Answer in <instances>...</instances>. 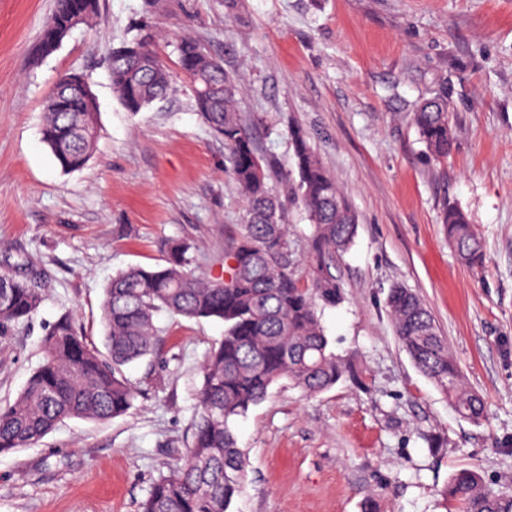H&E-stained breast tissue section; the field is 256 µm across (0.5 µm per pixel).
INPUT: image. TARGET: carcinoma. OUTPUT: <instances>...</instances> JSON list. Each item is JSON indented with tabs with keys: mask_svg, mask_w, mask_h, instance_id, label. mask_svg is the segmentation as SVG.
I'll list each match as a JSON object with an SVG mask.
<instances>
[{
	"mask_svg": "<svg viewBox=\"0 0 512 512\" xmlns=\"http://www.w3.org/2000/svg\"><path fill=\"white\" fill-rule=\"evenodd\" d=\"M77 3L84 24L96 17L98 0H56L42 31V52L54 51L67 36ZM178 52L197 110L211 132L224 139L226 162L246 203L243 231L224 249L228 277L198 276L188 256L192 245L167 241L164 264L133 266L105 288V355L80 333L72 314H59L42 339V362L14 401L0 404V454L31 444L65 419L105 422L126 415L137 391L122 367L155 352L157 312L218 321L224 324V336L202 366L186 458L159 476L140 512H230L249 467L237 447L234 421L282 381L316 395L348 372L329 349L319 312L343 300V287L331 267L336 255L351 246L358 217L307 134L300 128L289 130L297 171L292 194L314 227L308 278L302 279L294 269L284 204L273 192L267 166L238 109L236 78L187 36L179 40ZM110 71L116 94L132 113L164 97L171 86L170 72L153 51L147 32L112 51ZM88 91L82 74L65 73L46 103L42 141L65 173L83 168L96 146L97 113ZM412 122L430 155L448 158L454 139L447 97L422 100ZM443 224L448 246L460 260L469 267L482 266L483 245L465 213L450 205ZM43 301L30 278L1 272L0 334L32 319ZM386 306L399 344L419 371L448 396L460 417L481 420L482 400L465 386L447 338L422 299L395 285ZM443 496L451 512H512V495L488 488L475 470L455 472Z\"/></svg>",
	"mask_w": 512,
	"mask_h": 512,
	"instance_id": "obj_1",
	"label": "carcinoma"
}]
</instances>
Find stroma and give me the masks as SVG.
Masks as SVG:
<instances>
[{"label":"stroma","instance_id":"35a3bbf8","mask_svg":"<svg viewBox=\"0 0 512 512\" xmlns=\"http://www.w3.org/2000/svg\"><path fill=\"white\" fill-rule=\"evenodd\" d=\"M55 0H0V271L34 261L44 302L0 335V403L39 365L46 328L73 313L104 343L101 301L113 276L191 243L192 267L221 275L224 234L244 202L223 140L199 115L178 63L189 36L236 73L240 108L285 206L293 258L306 274L314 228L291 195L288 129L309 136L358 215L331 272L344 300L321 311L343 382L307 397L288 383L238 419L250 461L231 512H449V477L477 469L512 494V0H99V14L53 52L39 49ZM148 25L172 90L127 112L112 88L113 48ZM66 72L96 97L99 137L64 173L41 138L46 100ZM446 94L455 145L431 158L412 124L422 99ZM462 209L486 261L464 268L444 237ZM417 292L484 401L460 418L402 350L386 295ZM157 351L125 367L139 396L124 416L68 419L0 454V512H140L153 483L184 458L195 392L223 324L158 313Z\"/></svg>","mask_w":512,"mask_h":512}]
</instances>
